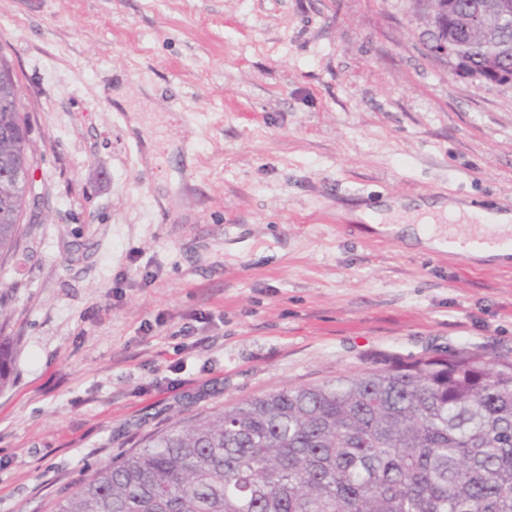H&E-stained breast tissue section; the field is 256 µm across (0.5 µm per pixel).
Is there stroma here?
Masks as SVG:
<instances>
[{
  "mask_svg": "<svg viewBox=\"0 0 512 512\" xmlns=\"http://www.w3.org/2000/svg\"><path fill=\"white\" fill-rule=\"evenodd\" d=\"M427 41L415 0H0L38 196L0 266V512L288 386L512 360V262L353 217L512 203V86ZM245 239L284 253L228 251ZM444 25L443 13H437L432 18V23H429V32L434 33V36H430L428 49L434 59L439 62H444L448 65L449 69H452L455 73L463 74L464 78L479 81L482 83L505 86L512 85V75L505 76L503 73L489 67L486 71H473L464 72L460 67V60L457 57L455 51V43L452 39L443 34L441 35V28ZM408 212L403 208L402 201L390 202V209L383 208L379 210L361 209L355 212V218L365 220L369 223H403ZM7 336L0 335V392L8 389L13 383V351Z\"/></svg>",
  "mask_w": 512,
  "mask_h": 512,
  "instance_id": "stroma-1",
  "label": "stroma"
}]
</instances>
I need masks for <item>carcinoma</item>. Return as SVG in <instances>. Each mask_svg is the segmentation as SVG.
<instances>
[{"label":"carcinoma","instance_id":"1","mask_svg":"<svg viewBox=\"0 0 512 512\" xmlns=\"http://www.w3.org/2000/svg\"><path fill=\"white\" fill-rule=\"evenodd\" d=\"M448 36L482 69L512 72V23ZM29 113L0 98V258L13 254L32 185ZM0 335V392L13 383ZM51 512H512V362L458 351L283 388L199 414L94 468Z\"/></svg>","mask_w":512,"mask_h":512}]
</instances>
